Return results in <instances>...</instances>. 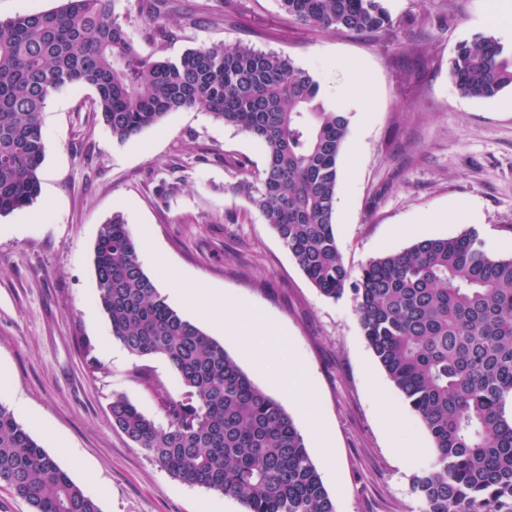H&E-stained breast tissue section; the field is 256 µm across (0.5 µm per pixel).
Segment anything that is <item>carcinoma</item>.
<instances>
[{"mask_svg": "<svg viewBox=\"0 0 512 512\" xmlns=\"http://www.w3.org/2000/svg\"><path fill=\"white\" fill-rule=\"evenodd\" d=\"M116 2L66 0L0 22V216L37 199L42 113L68 85L95 89L118 142L194 107L249 135L266 162L238 193L323 296L351 294L369 349L431 437L433 461L412 482L422 512H512V256L490 255L466 229L353 274L333 224L349 113L326 104L314 76L279 54L213 44L176 59L142 55ZM279 2L313 30L376 36L393 27L386 0ZM171 4L142 0L157 42L171 34L161 23ZM448 76L467 98L512 90V44L491 35L463 42ZM93 264L112 339L136 357L166 359L182 390L179 399L158 393L164 426L113 397L112 426L174 479L234 496L245 512H336L286 408L168 304L122 215L101 225ZM1 479L32 512H100L2 403Z\"/></svg>", "mask_w": 512, "mask_h": 512, "instance_id": "carcinoma-1", "label": "carcinoma"}]
</instances>
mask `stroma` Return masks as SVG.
<instances>
[{"label": "stroma", "mask_w": 512, "mask_h": 512, "mask_svg": "<svg viewBox=\"0 0 512 512\" xmlns=\"http://www.w3.org/2000/svg\"><path fill=\"white\" fill-rule=\"evenodd\" d=\"M394 26L370 40L315 31L279 0H177L163 49L145 36L138 0L117 11L143 54L180 57L212 43L290 57L350 114L334 232L346 266L415 240L475 229L512 254V91L462 97L448 78L457 45L512 42V0H387ZM95 92H54L33 204L0 216V402L101 512H244L236 498L172 478L113 427L122 395L164 423L157 392L180 397L168 363L112 340L96 302L92 255L121 213L144 270L171 307L223 343L302 433L336 512H422L412 479L432 440L368 348L350 297L322 296L236 185L261 170L262 145L207 112L184 109L120 143L92 110ZM257 308L304 364L302 411L258 370L237 337L207 319V292Z\"/></svg>", "instance_id": "35a3bbf8"}]
</instances>
